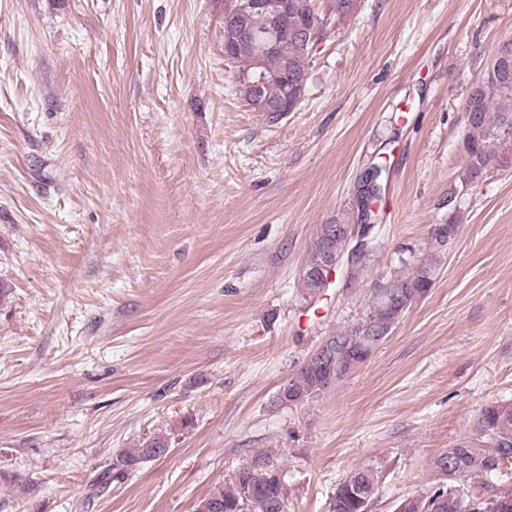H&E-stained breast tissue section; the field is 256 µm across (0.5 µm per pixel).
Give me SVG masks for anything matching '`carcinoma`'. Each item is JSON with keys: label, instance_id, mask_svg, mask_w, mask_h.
<instances>
[{"label": "carcinoma", "instance_id": "cac0c4a2", "mask_svg": "<svg viewBox=\"0 0 512 512\" xmlns=\"http://www.w3.org/2000/svg\"><path fill=\"white\" fill-rule=\"evenodd\" d=\"M249 31L234 26L225 29L224 47L238 64L242 79L239 94L256 111L279 112L296 109L301 103L299 80L309 79L311 44L293 15L277 9L255 12L245 20ZM481 80L466 94L463 108L471 113L462 140L466 166L458 174V185L448 191V226L453 234L461 227L462 198L476 188L490 172L505 166L512 153L500 146L512 142V42L501 45ZM316 233L307 261L299 277L302 298L321 295L319 279L325 256L343 255L349 250L344 233L322 224ZM446 250L429 245L426 257L413 261L399 257V267L377 280L371 290L365 316L339 328L333 336L348 349L333 353L326 367L306 362L287 382L289 389L279 400L307 401L342 381L351 361L364 350L365 324L375 319L399 323L406 311L399 310L409 299L426 294L434 286ZM476 439H486L483 448L473 441L460 442L433 460L446 477L441 487L401 500L396 512H434L443 498L454 505V512H503L501 500H512V489L494 483L507 465H512V403L495 402L481 409L475 424ZM168 441L162 436L148 438L135 448H126L112 460L114 479L124 477L142 463L168 454ZM279 474L270 456L257 453L232 478L214 486L199 501L206 512H286L288 488L271 475ZM380 471L368 465L351 472L336 488L331 512H368L379 489Z\"/></svg>", "mask_w": 512, "mask_h": 512}]
</instances>
